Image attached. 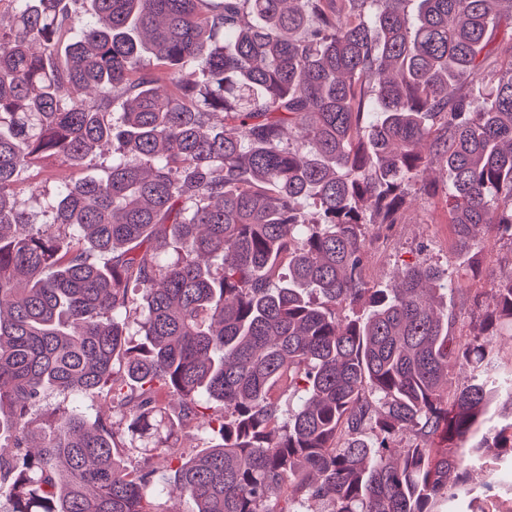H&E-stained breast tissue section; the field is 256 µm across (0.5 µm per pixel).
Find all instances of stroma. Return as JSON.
Instances as JSON below:
<instances>
[{
    "instance_id": "35a3bbf8",
    "label": "stroma",
    "mask_w": 512,
    "mask_h": 512,
    "mask_svg": "<svg viewBox=\"0 0 512 512\" xmlns=\"http://www.w3.org/2000/svg\"><path fill=\"white\" fill-rule=\"evenodd\" d=\"M68 173V168L54 159L31 168L21 176L20 203L29 207L47 206L57 181ZM454 241V227L440 193L413 185L396 223L372 239L366 276L371 286L389 288L397 284L398 272L404 265L424 262L443 270L456 285L454 291L444 296L455 318L454 330L473 336L479 334L480 326L472 319L462 293L485 290L491 280L512 271V240L491 238L470 259L456 250ZM472 264L479 266L480 276H470L468 267ZM485 457L495 464L491 485L475 486L464 503L465 512H496L497 508L512 503V451L491 448Z\"/></svg>"
}]
</instances>
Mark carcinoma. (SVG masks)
Here are the masks:
<instances>
[{"label":"carcinoma","mask_w":512,"mask_h":512,"mask_svg":"<svg viewBox=\"0 0 512 512\" xmlns=\"http://www.w3.org/2000/svg\"><path fill=\"white\" fill-rule=\"evenodd\" d=\"M7 2V512H167L169 474L192 512H439L470 493L486 442L512 452V423L461 452L512 272L465 297L485 313L470 340L420 297L452 285L437 268L369 286L364 231L437 166L460 251L482 227L512 238V62L487 94L458 93L512 54V0ZM106 152L107 178L58 182L51 220L17 201L36 163ZM453 364L469 379L450 382ZM53 394L70 404L43 427ZM194 431L219 441L178 444Z\"/></svg>","instance_id":"obj_1"}]
</instances>
